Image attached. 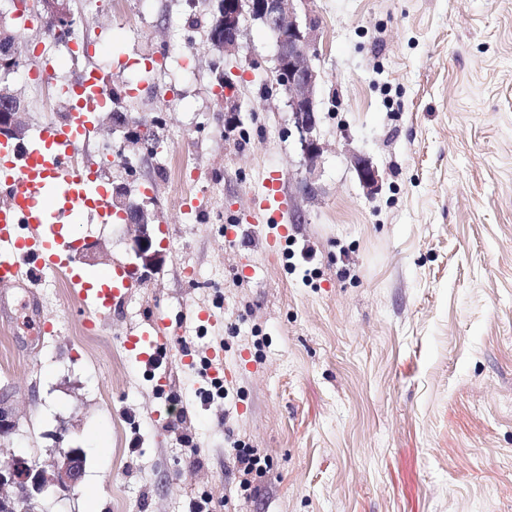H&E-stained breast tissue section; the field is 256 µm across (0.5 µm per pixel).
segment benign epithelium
<instances>
[{
	"instance_id": "benign-epithelium-1",
	"label": "benign epithelium",
	"mask_w": 512,
	"mask_h": 512,
	"mask_svg": "<svg viewBox=\"0 0 512 512\" xmlns=\"http://www.w3.org/2000/svg\"><path fill=\"white\" fill-rule=\"evenodd\" d=\"M294 0H224L218 26L210 33V44L226 52L238 48L240 19L249 15L259 21L275 38L276 81L283 86L288 108L292 112L294 127L300 135L302 150L309 163L316 162L321 146L314 136L317 126L315 92L318 73L312 65L315 45L313 24L303 19L293 6ZM18 66L15 43L0 51V76L8 78ZM21 102L13 92L0 93V134L21 136L24 130ZM106 134H120L142 147L149 135L135 134L129 124L116 114L105 118ZM359 178L366 188L379 185V175L372 163L360 156L353 159ZM112 211L121 214L134 231L133 252L145 270L157 262L158 252L153 250L149 226L155 214L144 205L132 200L125 187H113ZM85 461L76 448H57L47 466H37L24 458H14L0 466V512H38L40 497L54 489L69 491L78 487L84 473ZM13 488L12 494L3 493L4 487Z\"/></svg>"
}]
</instances>
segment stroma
<instances>
[{
    "mask_svg": "<svg viewBox=\"0 0 512 512\" xmlns=\"http://www.w3.org/2000/svg\"><path fill=\"white\" fill-rule=\"evenodd\" d=\"M111 2L95 15L63 6L79 34L106 32L97 58L127 61L116 106L154 150L118 136L137 170L104 166L98 129L81 153L156 214L162 258L92 330L64 277L47 276L29 307L50 334L16 324L25 288H0V406L17 419L0 461L80 449L81 488L42 512H86L90 484L96 512L204 499L211 512H512V0H303L323 146L312 166L259 22L243 17L238 49L220 55L213 0ZM185 43L187 70L168 58ZM356 155L377 168V191ZM272 173L287 242L272 252L244 228L226 244ZM188 196L203 208L191 219ZM70 237L99 244L89 268L134 263L120 218ZM200 307L213 322L193 318ZM157 317L175 335L148 365L124 342ZM219 347L232 378L210 403ZM234 437L268 464L249 496Z\"/></svg>",
    "mask_w": 512,
    "mask_h": 512,
    "instance_id": "1",
    "label": "stroma"
}]
</instances>
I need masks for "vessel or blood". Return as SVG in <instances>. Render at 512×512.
Instances as JSON below:
<instances>
[{"mask_svg": "<svg viewBox=\"0 0 512 512\" xmlns=\"http://www.w3.org/2000/svg\"><path fill=\"white\" fill-rule=\"evenodd\" d=\"M105 76L81 75L64 93L72 104L58 121L44 125L24 151L0 141V284L22 283L33 289L47 273L64 275L81 294L91 295L95 320L107 317L128 289L139 287L127 267L94 273L82 268L63 231L83 213L99 223L112 221L107 189L87 164L78 163L80 143L107 107ZM283 185L265 178L245 217L252 231H264L270 247L288 236Z\"/></svg>", "mask_w": 512, "mask_h": 512, "instance_id": "1", "label": "vessel or blood"}]
</instances>
